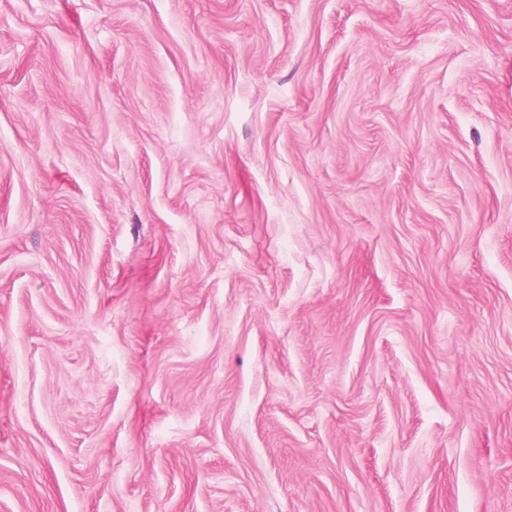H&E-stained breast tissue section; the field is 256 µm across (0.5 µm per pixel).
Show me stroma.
I'll list each match as a JSON object with an SVG mask.
<instances>
[{
	"label": "stroma",
	"mask_w": 512,
	"mask_h": 512,
	"mask_svg": "<svg viewBox=\"0 0 512 512\" xmlns=\"http://www.w3.org/2000/svg\"><path fill=\"white\" fill-rule=\"evenodd\" d=\"M0 512H512V0H0Z\"/></svg>",
	"instance_id": "1"
}]
</instances>
